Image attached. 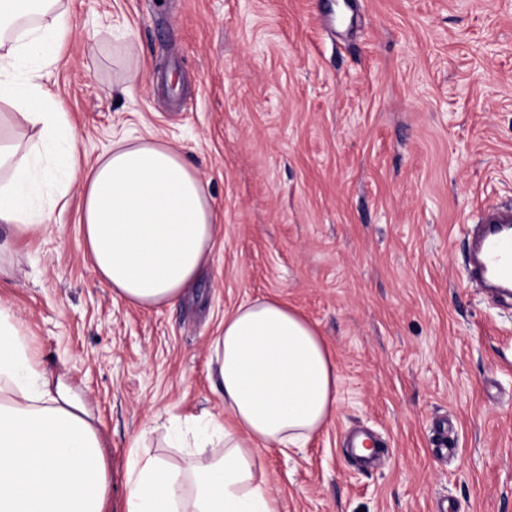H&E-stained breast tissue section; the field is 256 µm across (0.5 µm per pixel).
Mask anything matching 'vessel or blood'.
Wrapping results in <instances>:
<instances>
[{
    "label": "vessel or blood",
    "mask_w": 512,
    "mask_h": 512,
    "mask_svg": "<svg viewBox=\"0 0 512 512\" xmlns=\"http://www.w3.org/2000/svg\"><path fill=\"white\" fill-rule=\"evenodd\" d=\"M473 265L468 278L499 288H512V208L485 205L477 220Z\"/></svg>",
    "instance_id": "1"
}]
</instances>
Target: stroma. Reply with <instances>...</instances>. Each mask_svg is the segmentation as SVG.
<instances>
[{
  "label": "stroma",
  "instance_id": "35a3bbf8",
  "mask_svg": "<svg viewBox=\"0 0 512 512\" xmlns=\"http://www.w3.org/2000/svg\"><path fill=\"white\" fill-rule=\"evenodd\" d=\"M69 2L47 86L82 162L161 138L218 224L198 287L153 310L83 258L78 190L12 242L0 302L96 426L106 512H125L134 435L222 413L211 341L267 296L317 324L340 376L327 430L264 459L282 512H512V301L464 277L476 207L512 203V0Z\"/></svg>",
  "mask_w": 512,
  "mask_h": 512
}]
</instances>
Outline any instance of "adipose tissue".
Instances as JSON below:
<instances>
[{
    "instance_id": "1",
    "label": "adipose tissue",
    "mask_w": 512,
    "mask_h": 512,
    "mask_svg": "<svg viewBox=\"0 0 512 512\" xmlns=\"http://www.w3.org/2000/svg\"><path fill=\"white\" fill-rule=\"evenodd\" d=\"M73 35L62 0H0V101L37 140L0 138V225L23 238L79 187L83 254L113 298L170 306L201 277L216 214L208 188L156 137H122L89 167L62 101L47 89ZM223 417L176 439L178 458L130 442L125 512H281L262 457L302 448L336 415L339 372L316 325L275 297L240 304L212 343ZM222 452L206 455L208 445ZM112 477L98 433L52 392L22 322L0 303V512H104Z\"/></svg>"
}]
</instances>
